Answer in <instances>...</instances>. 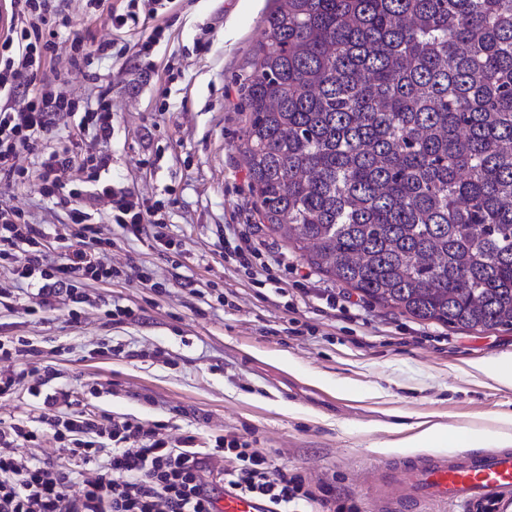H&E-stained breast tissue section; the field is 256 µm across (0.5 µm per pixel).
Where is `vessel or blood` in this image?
I'll use <instances>...</instances> for the list:
<instances>
[{
  "label": "vessel or blood",
  "mask_w": 512,
  "mask_h": 512,
  "mask_svg": "<svg viewBox=\"0 0 512 512\" xmlns=\"http://www.w3.org/2000/svg\"><path fill=\"white\" fill-rule=\"evenodd\" d=\"M395 475L383 493L400 487L399 512H420L433 501H445L462 512H512V453H482L450 459L430 456L392 463ZM218 512H267L266 503L225 487Z\"/></svg>",
  "instance_id": "1"
}]
</instances>
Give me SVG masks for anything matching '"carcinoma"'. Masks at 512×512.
<instances>
[{
	"label": "carcinoma",
	"mask_w": 512,
	"mask_h": 512,
	"mask_svg": "<svg viewBox=\"0 0 512 512\" xmlns=\"http://www.w3.org/2000/svg\"><path fill=\"white\" fill-rule=\"evenodd\" d=\"M239 75L261 223L424 321L512 328V0H275Z\"/></svg>",
	"instance_id": "carcinoma-1"
}]
</instances>
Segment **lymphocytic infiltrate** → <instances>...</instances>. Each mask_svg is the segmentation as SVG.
Wrapping results in <instances>:
<instances>
[{
    "mask_svg": "<svg viewBox=\"0 0 512 512\" xmlns=\"http://www.w3.org/2000/svg\"><path fill=\"white\" fill-rule=\"evenodd\" d=\"M69 0H7L6 24L0 30V180L24 183L38 179L40 193L69 210L63 227L67 250L60 259L46 252V234L21 208L0 204V298L17 289L36 290L41 306L62 304L71 321H79L89 303L88 286L108 283L118 269L102 259L108 241L94 222L98 204H106L113 223L125 237L140 238L152 230L162 252L181 255L179 243L166 232L159 202L102 178L107 156L90 151L87 142L112 137V107L108 89H99L95 102L71 99L59 91L69 73L91 69L95 60L114 54V41L90 45L72 38L67 71L54 65L60 18ZM172 0H120L107 21L119 34L151 23L139 37L135 54L151 57L166 27L160 24ZM70 117L75 128L65 143L50 137L59 121ZM37 159V171L20 164L22 155ZM79 167L81 186L60 194L62 172ZM52 367L36 374L21 369L0 377V398L27 386L38 398L42 428L24 422L0 421V512H216L219 491L210 479L206 460L195 438H169L161 423L120 417L89 418L71 401L69 392L51 388ZM67 443L85 467L81 487L72 473L24 455L43 431ZM224 460V482L240 493L267 501L272 512H308L315 497L305 490L301 474L277 467L247 441L232 438L216 445Z\"/></svg>",
    "mask_w": 512,
    "mask_h": 512,
    "instance_id": "1",
    "label": "lymphocytic infiltrate"
}]
</instances>
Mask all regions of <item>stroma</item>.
Returning <instances> with one entry per match:
<instances>
[{
  "label": "stroma",
  "mask_w": 512,
  "mask_h": 512,
  "mask_svg": "<svg viewBox=\"0 0 512 512\" xmlns=\"http://www.w3.org/2000/svg\"><path fill=\"white\" fill-rule=\"evenodd\" d=\"M273 7L274 0H182L155 57L103 59L93 80L71 75V96L91 100L99 86L109 88L114 131L101 146L109 170L164 201L166 232L183 254L126 238L101 213V235L112 241L104 259L120 276L90 289L92 303L76 323L59 304L27 315L36 299L23 290L0 304V339L23 336L35 349L0 370L52 365L55 387L75 392L87 411L159 421L171 436L196 434L206 449L217 436L240 437L312 485L334 487L356 512H381L376 490L387 464L429 454L400 447L401 414L483 433L497 429L498 414H512V384L471 373L473 364L512 357V329H457L382 308L260 224L240 150L246 115L237 78ZM69 17L55 59L61 70L70 34L112 36L78 0ZM199 38L209 40L208 53L197 54ZM169 66L180 81L167 83ZM1 202L28 210L53 256L64 254L57 234L67 213L41 196L37 181H1ZM242 227L264 262L281 264L279 282L258 285L225 263L224 241ZM142 269L161 290L140 284ZM107 303L136 315L107 317Z\"/></svg>",
  "instance_id": "obj_1"
}]
</instances>
